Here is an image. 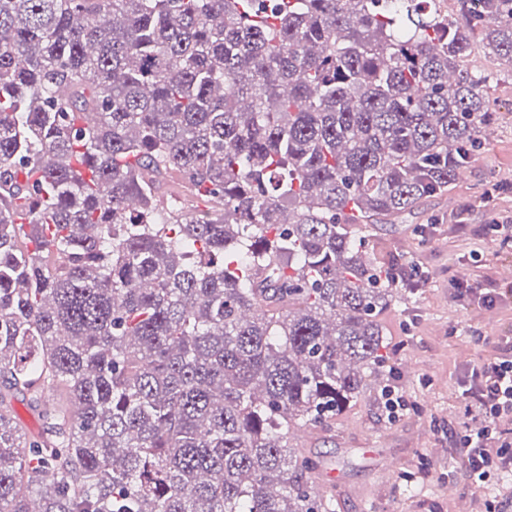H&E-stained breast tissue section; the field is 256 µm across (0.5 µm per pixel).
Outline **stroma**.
<instances>
[{
  "label": "stroma",
  "mask_w": 512,
  "mask_h": 512,
  "mask_svg": "<svg viewBox=\"0 0 512 512\" xmlns=\"http://www.w3.org/2000/svg\"><path fill=\"white\" fill-rule=\"evenodd\" d=\"M468 69L488 76L493 122L477 151L448 191L372 226L370 247L415 262L431 280L416 295L380 315L389 341V366L415 403L395 422L382 415L381 384H369L357 403L326 425L304 427L295 451L317 458L315 482L336 471L330 496L336 512H480L496 485H473L448 437L466 420L457 383L470 362L494 355V338L512 337V243L489 230L494 215L512 212V71L472 39ZM463 219L456 235L442 225ZM472 278L494 289L492 305L455 300L449 282Z\"/></svg>",
  "instance_id": "35a3bbf8"
}]
</instances>
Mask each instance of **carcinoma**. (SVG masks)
<instances>
[{
  "label": "carcinoma",
  "instance_id": "cac0c4a2",
  "mask_svg": "<svg viewBox=\"0 0 512 512\" xmlns=\"http://www.w3.org/2000/svg\"><path fill=\"white\" fill-rule=\"evenodd\" d=\"M434 2L0 0V512H336L289 442L387 367L366 225L480 148L474 33L512 69V0Z\"/></svg>",
  "mask_w": 512,
  "mask_h": 512
}]
</instances>
